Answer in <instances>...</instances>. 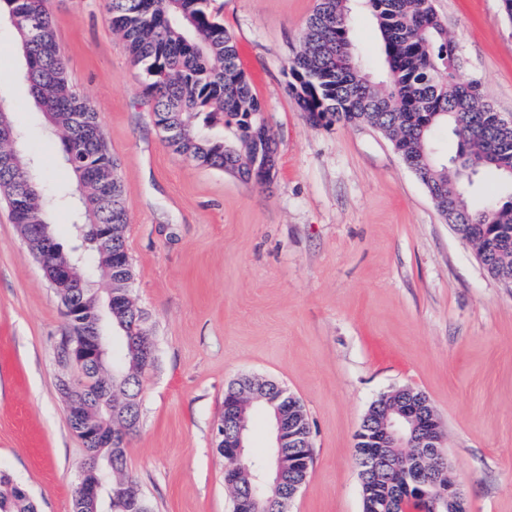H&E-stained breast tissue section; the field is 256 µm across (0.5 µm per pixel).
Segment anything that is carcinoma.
Here are the masks:
<instances>
[{
  "instance_id": "cac0c4a2",
  "label": "carcinoma",
  "mask_w": 512,
  "mask_h": 512,
  "mask_svg": "<svg viewBox=\"0 0 512 512\" xmlns=\"http://www.w3.org/2000/svg\"><path fill=\"white\" fill-rule=\"evenodd\" d=\"M142 0H107L113 30L125 41L133 63L140 66L153 93L154 114L179 130L175 148L198 163L240 176L256 147L244 146L248 131L264 124L262 104L250 81L237 65L231 33L210 9V0H154V11L141 9ZM47 0H0V19L10 22L25 67L22 74L35 103L59 136L64 154L75 153L78 163L68 165L77 192L65 191L63 200L76 198V224H127L124 187L119 177L103 181L96 171L119 167L106 144L86 138L83 129L99 124L91 102L71 87L55 39L53 15ZM367 10L376 20L385 76L377 81L356 53L351 32L353 15ZM460 59L448 38L433 0H316L303 35L301 50L288 60L289 92L300 111L314 125L365 121L392 142L405 165L425 186L446 223L477 247L471 230L497 231L512 226V133H501L495 109L485 100L479 83L460 78ZM202 119L206 127L222 124L234 129L236 144L213 140L190 123ZM446 126L458 141L455 155L442 159L432 148L435 129ZM495 174L499 186L487 190L482 208L469 200L475 178ZM0 196L11 206L20 224L49 223V203L41 180L31 170L10 166L0 156ZM495 279L512 277V238L499 240L484 259ZM116 314L106 303L95 305L106 315L112 337V356L82 369V378L70 380L69 395L96 405L120 403L138 386L127 381L144 375L142 356L133 336L146 313L131 305L122 308L113 299ZM260 382L246 377L230 383L227 392L259 396ZM91 418L112 420V441L87 451V459L109 475L96 512H152L138 484L126 471L124 440L131 425L121 416L110 418L106 409ZM240 482L229 488L232 499L250 491V475L268 467V459L246 456ZM0 512H37L27 491L0 472Z\"/></svg>"
}]
</instances>
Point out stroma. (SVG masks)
<instances>
[{
	"mask_svg": "<svg viewBox=\"0 0 512 512\" xmlns=\"http://www.w3.org/2000/svg\"><path fill=\"white\" fill-rule=\"evenodd\" d=\"M460 76L512 116V21L501 0H434ZM74 91L119 161L134 269L156 364L143 379L126 470L153 512H232L216 430L224 391L249 375L304 406L313 462L290 512H362L356 436L372 403L423 392L471 512H512V284L492 278L391 142L364 124L314 126L288 92L315 0H212L277 146L271 182L196 165L153 119V96L113 32L106 0H48ZM363 63L383 70L378 29L356 14ZM0 24V102L47 189L72 185L59 137ZM59 297L0 201V471L39 512H72L85 449L56 388Z\"/></svg>",
	"mask_w": 512,
	"mask_h": 512,
	"instance_id": "obj_1",
	"label": "stroma"
}]
</instances>
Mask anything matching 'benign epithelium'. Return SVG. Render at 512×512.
Here are the masks:
<instances>
[{"instance_id":"7a95c632","label":"benign epithelium","mask_w":512,"mask_h":512,"mask_svg":"<svg viewBox=\"0 0 512 512\" xmlns=\"http://www.w3.org/2000/svg\"><path fill=\"white\" fill-rule=\"evenodd\" d=\"M18 138L5 118L0 114V153L8 150L7 161L19 169H26L25 158L17 148ZM275 171V155L266 154L256 159L250 168L249 178L265 183ZM21 232L26 245L37 242L38 259L54 247L55 240L47 224H22ZM93 234L100 254L106 256L108 271L115 272L113 287L121 289V298L130 302L134 273L129 262L112 259V240L115 225L95 224ZM86 253L78 244L48 273L49 284L64 301V315L70 327L69 360L79 366L100 361L106 354L109 337L98 332L97 314L87 309L76 296L89 291V280L84 270ZM267 407L274 413V447L278 452L272 464L255 474L259 485L278 486L288 482V498L281 501V512H289L290 504L306 481L310 467V433L307 432L303 415L283 420L282 411L294 413L299 400L282 385L276 393L264 397ZM249 405L236 398L227 407L229 422L236 428V437L223 444L224 458L240 459L246 453L244 433L248 429ZM378 405H372L363 420L356 438L360 464L364 474L392 476L394 489L387 493L375 486V480L365 478L361 484L369 488L366 493L364 512H403V501L410 499L420 505V512H469L468 501L459 485L446 473L442 462L444 433L442 423L427 396L410 387L397 394L396 404L385 413L381 424L374 423ZM91 408L83 400L65 402V416L79 428L81 440L100 444L112 440V433L103 425L84 422ZM79 485L83 500L96 503L102 491V481L96 469L81 472Z\"/></svg>"}]
</instances>
